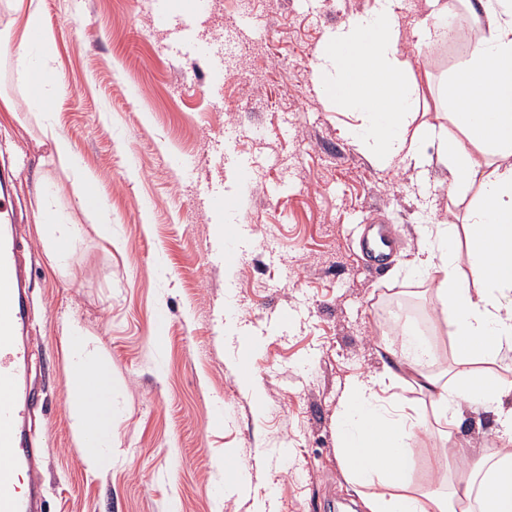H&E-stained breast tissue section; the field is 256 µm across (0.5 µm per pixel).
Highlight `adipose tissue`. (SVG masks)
Wrapping results in <instances>:
<instances>
[{
	"mask_svg": "<svg viewBox=\"0 0 512 512\" xmlns=\"http://www.w3.org/2000/svg\"><path fill=\"white\" fill-rule=\"evenodd\" d=\"M7 27L18 47L16 74L32 85L34 100L50 80L48 61L30 65L31 35L42 27L37 0H8ZM400 0H371L370 7L329 31L312 64L327 98L359 113L350 134L379 167L438 162L459 190L476 188L467 227L433 225L413 264L427 273L451 329L453 361L447 378L428 370L435 348L406 323L394 322L399 347L381 374L354 379L340 413L337 443L348 482L367 512H512V380L497 367L512 353V0H484L485 24L448 90L449 125L419 121V87L398 58ZM456 134H449V127ZM467 247L459 266L457 246ZM71 433L88 474L112 465V402L88 395L109 385L100 347L91 335L66 340ZM413 377L433 404L435 424L450 444L458 471H446L441 489L412 479L411 443L423 422L405 402H390L385 381ZM481 407L495 424L492 452L474 451L457 438L466 408ZM96 426L100 445H85Z\"/></svg>",
	"mask_w": 512,
	"mask_h": 512,
	"instance_id": "1",
	"label": "adipose tissue"
}]
</instances>
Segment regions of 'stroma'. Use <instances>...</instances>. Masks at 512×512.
<instances>
[{
  "instance_id": "obj_1",
  "label": "stroma",
  "mask_w": 512,
  "mask_h": 512,
  "mask_svg": "<svg viewBox=\"0 0 512 512\" xmlns=\"http://www.w3.org/2000/svg\"><path fill=\"white\" fill-rule=\"evenodd\" d=\"M53 77L46 107L95 180L107 223L82 210L15 76L16 43L0 4V161L18 174L31 229V374L47 399L33 432L46 450V512H365L346 480L337 417L350 381L382 372L393 318L452 362L430 281L412 265L429 225L465 224L471 195L448 172L380 168L349 134L354 116L325 98L311 65L326 33L369 0H223L190 20L199 46L222 45L213 86L205 58L177 52L154 0H39ZM434 48L412 29L424 0H405L398 57L417 79L423 119L448 124L445 86L472 47L461 0ZM249 182L237 183L241 164ZM236 196L214 214L207 194ZM46 196L77 232L60 263L32 226ZM393 225L399 248L381 268L362 259L367 219ZM236 225L239 260L222 259ZM95 336L114 376L111 468L87 474L71 439L67 336ZM248 337L240 347L239 337ZM248 364L254 388L238 379ZM447 441L412 444L415 478L439 486ZM235 451L239 490L217 497L216 465Z\"/></svg>"
}]
</instances>
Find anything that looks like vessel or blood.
Returning <instances> with one entry per match:
<instances>
[{
	"instance_id": "vessel-or-blood-1",
	"label": "vessel or blood",
	"mask_w": 512,
	"mask_h": 512,
	"mask_svg": "<svg viewBox=\"0 0 512 512\" xmlns=\"http://www.w3.org/2000/svg\"><path fill=\"white\" fill-rule=\"evenodd\" d=\"M209 6V0H157V20L164 24L173 11L192 16ZM15 183V171L0 166V512H44V451L33 439L32 424L44 413L46 398L28 378L33 347L29 261L34 247L17 221ZM395 241L392 226L372 221L364 227L359 251L369 266L379 268L387 263Z\"/></svg>"
}]
</instances>
